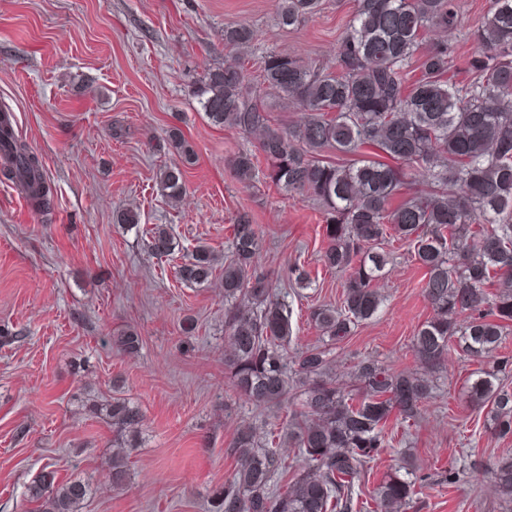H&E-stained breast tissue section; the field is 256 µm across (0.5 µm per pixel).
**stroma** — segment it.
<instances>
[{"mask_svg": "<svg viewBox=\"0 0 512 512\" xmlns=\"http://www.w3.org/2000/svg\"><path fill=\"white\" fill-rule=\"evenodd\" d=\"M278 0H0V110H8L54 192L50 213L33 208L0 182V512H31L28 488L44 470L56 483L88 481L81 512H213L235 469L226 448L237 430L257 438L280 431L297 391L267 408L236 391L224 368V266L232 226L257 224L254 265L292 310L289 353L323 346L337 387L350 388L359 360L394 371L423 372L415 329L434 311L422 293L423 271L407 244L385 242L389 255L376 283L378 313L340 341L310 320L319 305L339 307L344 273L327 270L321 207L259 180L240 183L238 153L257 155L256 138L211 124L196 96L199 81L230 54L224 29L241 22L274 46L319 65L331 61L356 0H321L298 28L279 26ZM462 29L446 32L448 77L467 80L474 43L490 0H456ZM180 129L194 160L183 164L180 201L162 193L157 174L180 163L168 135ZM138 214V226L122 223ZM166 225L180 253L159 260L141 230ZM204 245L218 262L203 284L176 269ZM303 266L311 288L294 291L287 268ZM132 329L137 352L112 346ZM476 362L452 353L433 373L434 394L417 419L394 415L390 444L355 484L359 501L402 462L417 477L406 512H512L488 471L512 438L484 429V410L465 398ZM120 397L139 406L144 423L128 449L129 478L107 476L114 433L78 398ZM454 482H447L448 473Z\"/></svg>", "mask_w": 512, "mask_h": 512, "instance_id": "35a3bbf8", "label": "stroma"}]
</instances>
